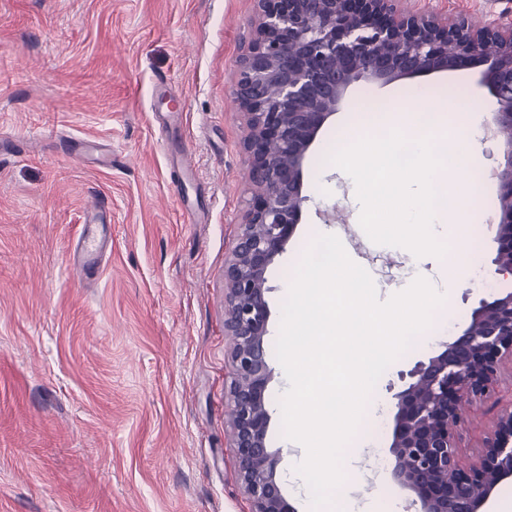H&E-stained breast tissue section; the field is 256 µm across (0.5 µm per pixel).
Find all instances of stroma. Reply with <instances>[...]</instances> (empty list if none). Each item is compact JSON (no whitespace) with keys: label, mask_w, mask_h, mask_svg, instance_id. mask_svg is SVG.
<instances>
[{"label":"stroma","mask_w":512,"mask_h":512,"mask_svg":"<svg viewBox=\"0 0 512 512\" xmlns=\"http://www.w3.org/2000/svg\"><path fill=\"white\" fill-rule=\"evenodd\" d=\"M484 26L507 0H412ZM256 26L255 0H0V139L28 136L24 156L0 151V512H251L227 426L231 343L224 334V264L251 197L233 105L237 65ZM479 71L431 73L387 87L356 83L323 127L305 167L310 197L285 252L269 268V329L278 335L288 280L316 231L351 226L343 246L371 275L380 300L395 288L380 267L409 262L359 225L356 188L327 157L334 133L371 96L399 108L446 100L449 112L493 97ZM111 145V168L58 151L63 137ZM198 174L181 177L183 151ZM497 186L482 195L472 256L494 270ZM112 212V244L99 276L78 277L72 255L90 198ZM512 287L502 278L457 290L430 327L462 333L481 299ZM432 348L413 344L378 380L373 401L393 417L404 372ZM268 442L296 512L306 484L290 467L304 453L281 434L276 407L288 383L269 356ZM512 405V370L493 399L466 406L459 456L470 463ZM391 432L370 445L360 425L363 479L351 495L380 488L388 512H415L391 478ZM384 460L375 469V457Z\"/></svg>","instance_id":"35a3bbf8"}]
</instances>
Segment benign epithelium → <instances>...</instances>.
Wrapping results in <instances>:
<instances>
[{
    "label": "benign epithelium",
    "mask_w": 512,
    "mask_h": 512,
    "mask_svg": "<svg viewBox=\"0 0 512 512\" xmlns=\"http://www.w3.org/2000/svg\"><path fill=\"white\" fill-rule=\"evenodd\" d=\"M401 0H256L251 46L238 62L233 99L245 118L242 148L252 197L224 264V330L233 342L229 422L241 484L252 512H295L268 446L267 271L285 251L309 195L304 170L327 120L351 87L380 86L434 72L482 68L495 99L489 127L504 148L498 184L496 272L512 276V24L448 23ZM512 360V290L482 300L463 332L409 370L396 393L392 477L414 494L416 512H483L512 480V406L461 464L457 427L473 399L495 394Z\"/></svg>",
    "instance_id": "obj_1"
}]
</instances>
